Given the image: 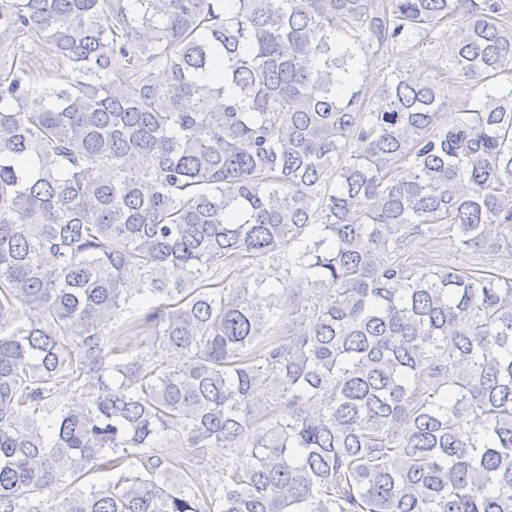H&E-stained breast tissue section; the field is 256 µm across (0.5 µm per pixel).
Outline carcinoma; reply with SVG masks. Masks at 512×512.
I'll use <instances>...</instances> for the list:
<instances>
[{
    "instance_id": "obj_1",
    "label": "carcinoma",
    "mask_w": 512,
    "mask_h": 512,
    "mask_svg": "<svg viewBox=\"0 0 512 512\" xmlns=\"http://www.w3.org/2000/svg\"><path fill=\"white\" fill-rule=\"evenodd\" d=\"M8 49L0 512H512V273L406 257L512 247V0H0ZM430 47H424L420 52H416L411 57H394L389 61L388 67L394 68L396 65H405V67L413 68L419 73H422L424 77L431 80L438 81L443 75H441L438 65L441 60L438 58V54L429 50ZM444 234L445 237L440 238L439 241L414 239L408 253L410 260L434 265L451 264L462 268H476L489 274L496 273L502 268L512 270V249H504L495 256L488 257L492 259L476 264L480 263L479 259L474 258L475 256L470 252L463 251L455 240L448 239V231ZM158 448L165 457L173 459H181L191 451L185 437L173 432L159 436ZM206 451L199 465V475L203 481L206 478H212L215 472H220L229 457L228 452L223 448H207Z\"/></svg>"
}]
</instances>
